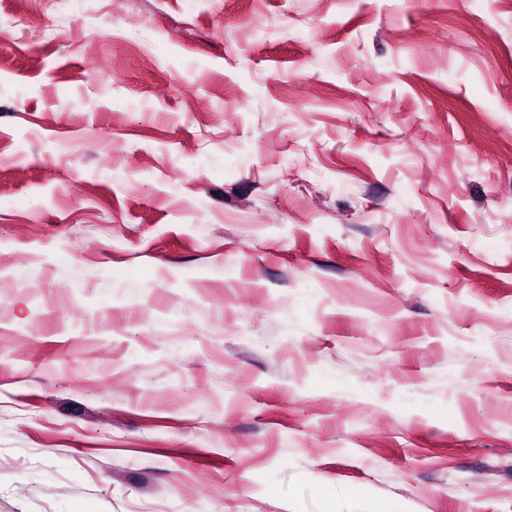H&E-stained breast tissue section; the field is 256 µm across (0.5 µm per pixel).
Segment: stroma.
Masks as SVG:
<instances>
[{"label":"stroma","instance_id":"1","mask_svg":"<svg viewBox=\"0 0 512 512\" xmlns=\"http://www.w3.org/2000/svg\"><path fill=\"white\" fill-rule=\"evenodd\" d=\"M0 29V512H512V0Z\"/></svg>","mask_w":512,"mask_h":512}]
</instances>
